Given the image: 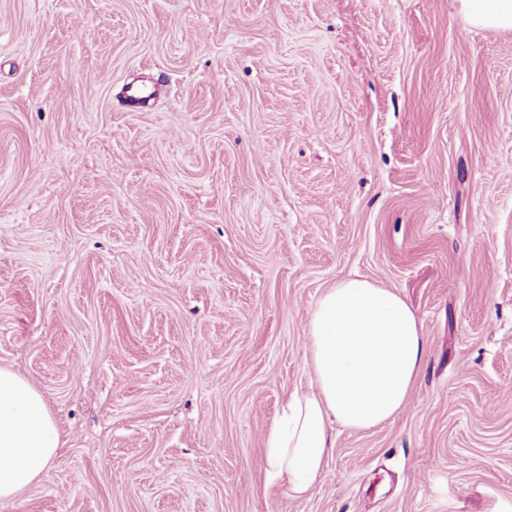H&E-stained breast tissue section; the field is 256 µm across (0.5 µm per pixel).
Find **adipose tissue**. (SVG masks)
Segmentation results:
<instances>
[{"label": "adipose tissue", "mask_w": 512, "mask_h": 512, "mask_svg": "<svg viewBox=\"0 0 512 512\" xmlns=\"http://www.w3.org/2000/svg\"><path fill=\"white\" fill-rule=\"evenodd\" d=\"M470 24L511 29L512 0H459ZM308 391L293 394L265 435L266 486L302 497L322 482L335 428L369 430L405 408L425 360L421 325L406 299L362 277H345L310 309ZM59 444L41 394L0 368V500L46 470Z\"/></svg>", "instance_id": "1"}]
</instances>
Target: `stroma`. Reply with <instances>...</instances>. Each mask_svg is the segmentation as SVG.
<instances>
[{
	"label": "stroma",
	"mask_w": 512,
	"mask_h": 512,
	"mask_svg": "<svg viewBox=\"0 0 512 512\" xmlns=\"http://www.w3.org/2000/svg\"><path fill=\"white\" fill-rule=\"evenodd\" d=\"M354 273L425 362L295 498L264 435ZM0 367L60 437L0 512H512V30L457 0H0Z\"/></svg>",
	"instance_id": "1"
}]
</instances>
